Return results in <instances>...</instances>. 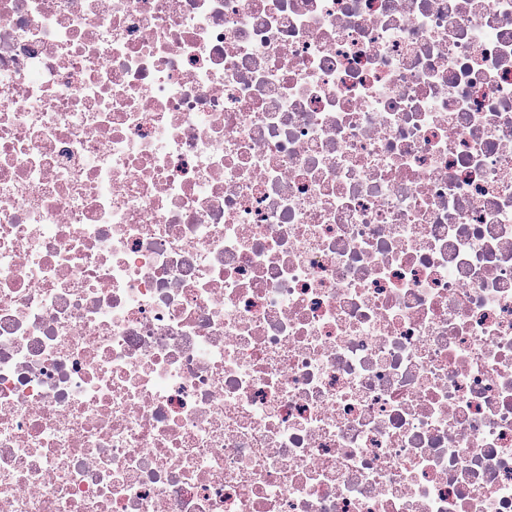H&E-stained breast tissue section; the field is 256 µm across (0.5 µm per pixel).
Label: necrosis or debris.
Masks as SVG:
<instances>
[{
  "label": "necrosis or debris",
  "mask_w": 512,
  "mask_h": 512,
  "mask_svg": "<svg viewBox=\"0 0 512 512\" xmlns=\"http://www.w3.org/2000/svg\"><path fill=\"white\" fill-rule=\"evenodd\" d=\"M0 512H512V0H0Z\"/></svg>",
  "instance_id": "4bbe7bcc"
}]
</instances>
